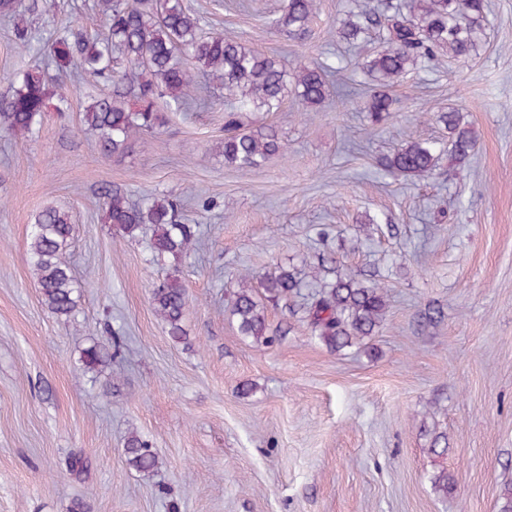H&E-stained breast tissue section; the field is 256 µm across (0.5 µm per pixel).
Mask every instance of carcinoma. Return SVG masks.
Masks as SVG:
<instances>
[{"label": "carcinoma", "instance_id": "carcinoma-1", "mask_svg": "<svg viewBox=\"0 0 512 512\" xmlns=\"http://www.w3.org/2000/svg\"><path fill=\"white\" fill-rule=\"evenodd\" d=\"M106 29L104 38L69 30L52 44V60L58 75L72 70L100 77L131 78L126 90L94 98L82 113V121L94 131L104 156L121 158L130 140L164 123L157 99L166 95L181 108L195 89V72L205 71L237 99L238 111L261 112L288 96V72L273 58L222 34L204 35L200 19L190 13L184 0H152L143 9L125 0H97ZM317 12V0H286L276 25L302 31ZM0 16L12 19L15 40L28 49L29 29L22 23L15 0H0ZM484 21V0H390L365 5L349 12L342 22L341 37L357 42L372 32L380 49L366 62L376 88L366 103L372 121L390 115L392 98L387 88L418 64L441 57L462 58L473 49L476 30ZM330 64H301L294 74V91L310 108L321 105L327 95ZM57 98L56 110L65 111L67 99L41 71L25 72L10 82L0 97V127L14 133L31 134L42 122L49 101ZM438 122L448 130V143L416 140L399 145L383 159L393 177L427 176L436 167L441 152L448 151L464 162L474 150L472 131L461 125L457 111L442 112ZM275 131L266 126L241 129L236 113L224 124V163L241 170L262 167L279 153ZM106 220L133 238L146 224L153 226L150 248L156 257L182 254L193 248L196 233L177 220V206L166 196L152 195L140 206H131L118 191L107 193ZM75 225L68 213L47 207L36 217L28 243L29 263L44 305L58 317H70L78 306L76 280L66 260ZM331 280L322 270L313 271L317 290L305 307L312 332L330 350L340 352L366 345V339L382 326L387 310V291L379 281L364 283L334 270ZM261 291H256V288ZM258 287L239 289L230 314L241 335L269 344L262 297L282 299L298 293L301 281L280 267L259 278ZM155 313L168 327L175 342L186 339L184 317L186 290L171 276L153 289ZM124 453L135 470L150 473L157 467L151 444L137 434L128 437Z\"/></svg>", "mask_w": 512, "mask_h": 512}]
</instances>
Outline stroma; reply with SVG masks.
Wrapping results in <instances>:
<instances>
[{
    "label": "stroma",
    "instance_id": "obj_1",
    "mask_svg": "<svg viewBox=\"0 0 512 512\" xmlns=\"http://www.w3.org/2000/svg\"><path fill=\"white\" fill-rule=\"evenodd\" d=\"M29 50L0 21V93L13 74L53 73L48 46L70 27L104 34L95 0H18ZM204 33L277 57L286 70L332 63L325 102L296 94L244 124L276 129L264 166L225 165L224 88L198 78L188 107L104 157L81 122L112 83L63 77L67 112L34 133L0 129V512H500L512 485V0H487L469 56L434 60L394 84L372 125L369 44L337 31L353 0H320L308 31L277 28L284 0H184ZM458 110L475 139L464 164L441 154L432 175L393 178L380 159L406 140H444L432 114ZM134 204L179 201L196 251L154 257L150 231L117 235L105 189ZM70 212L66 258L80 286L70 318L42 304L28 261L35 216ZM380 275L389 315L364 348L333 352L284 304L267 302L265 345L241 336L226 301L242 274L275 267L307 278L320 257ZM183 282L186 342L153 311L166 276ZM442 308L438 326L425 322ZM122 346L86 369L92 344ZM448 451L431 453L434 429ZM151 443L154 472L128 465L130 433ZM83 458V468L72 465ZM447 470L452 488L432 478Z\"/></svg>",
    "mask_w": 512,
    "mask_h": 512
}]
</instances>
